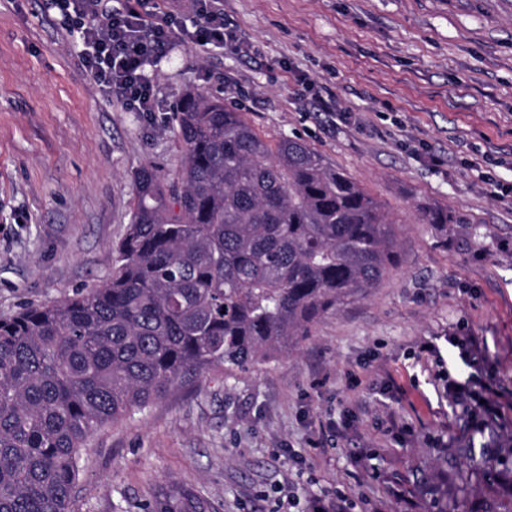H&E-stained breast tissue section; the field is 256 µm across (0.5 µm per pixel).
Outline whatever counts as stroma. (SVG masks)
<instances>
[{"label":"stroma","instance_id":"1","mask_svg":"<svg viewBox=\"0 0 512 512\" xmlns=\"http://www.w3.org/2000/svg\"><path fill=\"white\" fill-rule=\"evenodd\" d=\"M244 55L180 34L154 66V119L108 99L45 0H0V318L105 282L133 176L175 177L172 108L223 99L266 139H303L402 229L383 281L290 355L193 385L94 433L75 512H142L188 487L212 512H512L471 458L512 454V396L477 434L448 403L458 363L420 345L479 337L477 376L512 393V0H217ZM430 201L467 221H419ZM338 431H330L329 423ZM307 459L296 469L289 450Z\"/></svg>","mask_w":512,"mask_h":512}]
</instances>
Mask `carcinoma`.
I'll use <instances>...</instances> for the list:
<instances>
[{
	"instance_id": "cac0c4a2",
	"label": "carcinoma",
	"mask_w": 512,
	"mask_h": 512,
	"mask_svg": "<svg viewBox=\"0 0 512 512\" xmlns=\"http://www.w3.org/2000/svg\"><path fill=\"white\" fill-rule=\"evenodd\" d=\"M175 180L134 176L130 222L97 287L0 318V512H74L89 438L178 386L288 354L324 315L377 287L397 222L295 136L185 90ZM421 223L466 219L417 204ZM145 512H211L191 489Z\"/></svg>"
}]
</instances>
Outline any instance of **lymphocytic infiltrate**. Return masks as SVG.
<instances>
[{"mask_svg":"<svg viewBox=\"0 0 512 512\" xmlns=\"http://www.w3.org/2000/svg\"><path fill=\"white\" fill-rule=\"evenodd\" d=\"M183 1L167 0L168 9L157 23L147 21L136 9L113 7L110 0H50V5L68 31L75 33L82 65L105 94L129 111L149 117L158 110L152 64L171 41L170 25L179 18ZM187 1L203 22L184 31L186 44L242 53L234 31L225 24L223 13L212 9L211 0ZM503 397L493 384H477L472 375L448 380L449 400L465 405L487 423L500 420Z\"/></svg>","mask_w":512,"mask_h":512,"instance_id":"obj_1","label":"lymphocytic infiltrate"}]
</instances>
